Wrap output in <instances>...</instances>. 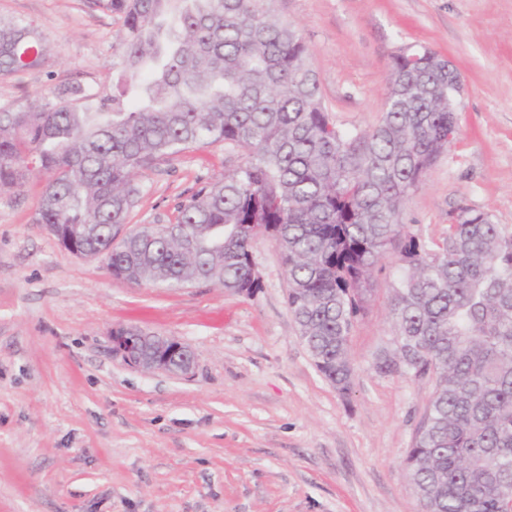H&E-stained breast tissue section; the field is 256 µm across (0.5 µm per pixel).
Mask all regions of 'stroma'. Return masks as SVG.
I'll list each match as a JSON object with an SVG mask.
<instances>
[{
    "mask_svg": "<svg viewBox=\"0 0 512 512\" xmlns=\"http://www.w3.org/2000/svg\"><path fill=\"white\" fill-rule=\"evenodd\" d=\"M298 27L337 127H375L393 55L425 45L465 90L448 151L402 221L440 241L460 208L512 228V0H275ZM0 19L42 32L38 68L0 78V106L72 85L112 92L122 22L90 0H0ZM247 154L192 148L144 171L130 229L166 224L198 178ZM44 179L0 194V512H419L404 461L436 384L384 376L398 255L372 272L349 342L348 393L316 370L286 304L277 243L254 242L262 289L168 290L114 278L33 222ZM188 344L191 375L146 373L112 354V329Z\"/></svg>",
    "mask_w": 512,
    "mask_h": 512,
    "instance_id": "35a3bbf8",
    "label": "stroma"
}]
</instances>
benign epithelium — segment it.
<instances>
[{
  "label": "benign epithelium",
  "instance_id": "benign-epithelium-1",
  "mask_svg": "<svg viewBox=\"0 0 512 512\" xmlns=\"http://www.w3.org/2000/svg\"><path fill=\"white\" fill-rule=\"evenodd\" d=\"M448 71V87L460 96L464 79L454 63L445 58ZM112 354L130 367L145 372H167L187 376L195 368V354L186 343L170 336H156L149 341L140 331L131 328H115L110 336Z\"/></svg>",
  "mask_w": 512,
  "mask_h": 512
}]
</instances>
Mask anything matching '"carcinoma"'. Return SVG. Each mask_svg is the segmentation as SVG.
<instances>
[{"mask_svg": "<svg viewBox=\"0 0 512 512\" xmlns=\"http://www.w3.org/2000/svg\"><path fill=\"white\" fill-rule=\"evenodd\" d=\"M122 20L110 96L84 87L0 108V192L48 175L34 223L81 253L104 249L142 194V171L194 146L247 161L201 185L173 222L128 233L112 275L250 296L253 243L274 238L287 305L318 372L341 394L372 268L398 249L394 349L374 369L436 376L405 459L421 512H512V228L464 209L440 242L400 220L448 150L457 113L431 50L393 57L378 125L346 134L322 105L309 48L272 0H92ZM42 35L0 20V78L41 65Z\"/></svg>", "mask_w": 512, "mask_h": 512, "instance_id": "cac0c4a2", "label": "carcinoma"}]
</instances>
